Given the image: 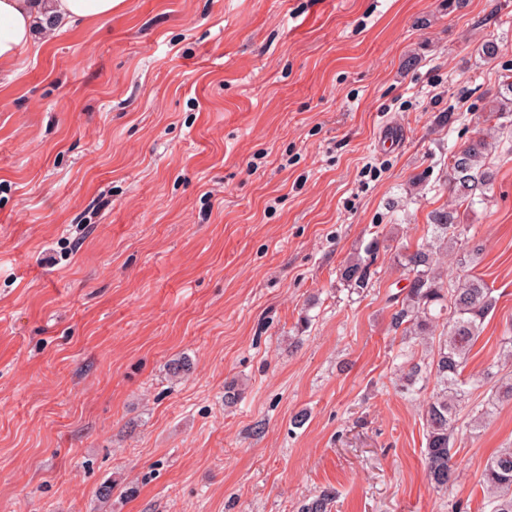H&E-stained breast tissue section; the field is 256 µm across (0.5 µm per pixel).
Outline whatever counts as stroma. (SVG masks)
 <instances>
[{"instance_id":"1","label":"stroma","mask_w":512,"mask_h":512,"mask_svg":"<svg viewBox=\"0 0 512 512\" xmlns=\"http://www.w3.org/2000/svg\"><path fill=\"white\" fill-rule=\"evenodd\" d=\"M507 75L512 0H120L52 26L0 72V512H298L326 488L332 512H480L512 402L431 485L434 386L402 389L388 298ZM496 139L487 201L458 208L498 299L466 368L485 398L512 325ZM367 258L357 257L348 262L341 271L340 278L349 288L364 289L371 287L375 272L372 271L374 253L370 247Z\"/></svg>"}]
</instances>
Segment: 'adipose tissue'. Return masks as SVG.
<instances>
[{"instance_id": "1", "label": "adipose tissue", "mask_w": 512, "mask_h": 512, "mask_svg": "<svg viewBox=\"0 0 512 512\" xmlns=\"http://www.w3.org/2000/svg\"><path fill=\"white\" fill-rule=\"evenodd\" d=\"M120 0H0V68L36 45L50 24L84 25L111 17Z\"/></svg>"}]
</instances>
